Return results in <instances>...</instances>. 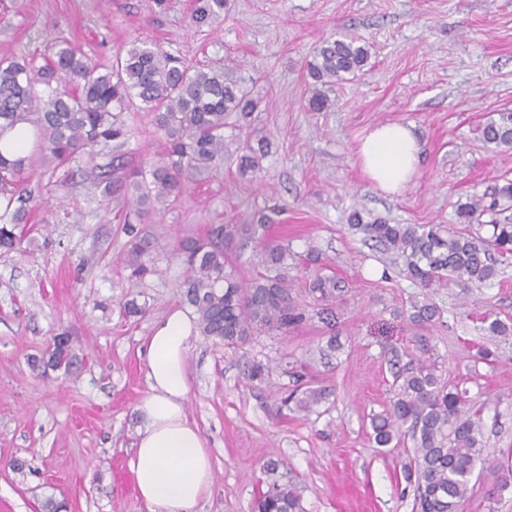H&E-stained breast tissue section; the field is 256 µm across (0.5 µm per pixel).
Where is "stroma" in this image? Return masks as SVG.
<instances>
[{"instance_id": "35a3bbf8", "label": "stroma", "mask_w": 512, "mask_h": 512, "mask_svg": "<svg viewBox=\"0 0 512 512\" xmlns=\"http://www.w3.org/2000/svg\"><path fill=\"white\" fill-rule=\"evenodd\" d=\"M192 0H0V50L47 52L56 38L109 66L142 39L193 68L232 66L259 105L248 130L271 152L257 175L235 161L186 184L152 219L160 246L153 274L132 281L123 259L125 223H137L122 194L86 180L81 164L34 174L37 205L20 251L0 258V512H148L116 473L134 455L135 406L147 391L140 351L155 322L183 307L185 267L172 254L211 224H248L267 214L269 235L289 245L292 295L309 318L285 335L230 348L199 337L186 363L187 415L208 442L213 483L197 512H252L258 490L296 488L302 512H411L403 470L411 447L380 448L371 419L389 404L395 356L429 355L445 380L485 403L488 458L512 456V345L496 362H475L486 338L472 319L512 317V264L487 287L449 284L433 296V321L397 315L423 291L400 261L363 241L347 217L392 224H452L467 198L512 179V149L489 150L479 129L512 112V0H229L220 26L196 31ZM365 44L356 77L326 87L332 106L313 112L307 63L325 37ZM124 146H99L131 167L149 165L161 134L145 113L125 114ZM411 125L422 147L419 172L398 196L381 193L355 159L375 125ZM333 275L349 285L335 328L313 316L309 283ZM136 299L140 314L124 310ZM64 333L79 360L72 375L36 370L52 336ZM336 349H329V339ZM263 378L250 377L253 364ZM329 393L313 412L287 408L294 389ZM22 462L23 470L13 469Z\"/></svg>"}]
</instances>
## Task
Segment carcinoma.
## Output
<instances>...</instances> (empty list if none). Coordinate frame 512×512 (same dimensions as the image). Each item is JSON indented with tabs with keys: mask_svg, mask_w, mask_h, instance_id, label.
<instances>
[{
	"mask_svg": "<svg viewBox=\"0 0 512 512\" xmlns=\"http://www.w3.org/2000/svg\"><path fill=\"white\" fill-rule=\"evenodd\" d=\"M228 0H195L191 26L210 27L224 20ZM369 49L350 38L325 39L308 63V74L326 86L362 71ZM42 87L36 91V87ZM150 115L163 133L161 150L149 166L124 169L94 163L96 148L110 142L124 146L127 128L123 119L134 101ZM258 102L227 66L223 69H190L177 57L155 45L134 40L116 53L102 70L79 56L60 38L48 54L18 58L0 55V133L19 123L36 131L34 150L10 159L0 154V257L17 250L24 238L20 226L27 221L31 199L25 180L40 172H55L86 158L87 176L131 195L142 218L169 205L184 184L224 163V130L239 131L247 124ZM485 144L512 148V112H501L481 127ZM237 167L244 173L263 169L269 148L264 142L246 143L236 149ZM512 208V180L495 181L484 192L457 207L460 224L481 219L491 227L489 239L474 236L453 224H389L363 220L350 214L349 226L363 238L404 259L409 279L422 288L446 287L448 282L484 288L499 274V265L512 259V222L504 213ZM270 218L256 224H212L203 237H185L173 252L183 259L186 276L183 297L197 316L200 333L227 347L245 344L261 333L288 335L306 319L291 296L288 275L289 246L269 239ZM130 237L125 257L129 279L153 273L144 257L159 247L158 240L135 224L124 225ZM253 243L258 271L242 280L237 250ZM312 291L324 307L317 316L328 327L336 325L345 286L330 276H316ZM411 322L421 325L438 314L429 300L411 303ZM482 329L500 342L512 339V322L488 311L479 317ZM77 356L71 341L60 339L45 355L33 361L72 373ZM390 405L373 417L377 447L409 439L413 463L406 479L414 488L413 512H460L473 488L477 466L485 464L482 406L465 390L442 380L436 362L412 360L393 372ZM328 396L312 388L287 401L309 412ZM490 495L512 487V463L490 466ZM254 512H301L296 492L272 486L259 490Z\"/></svg>",
	"mask_w": 512,
	"mask_h": 512,
	"instance_id": "1",
	"label": "carcinoma"
}]
</instances>
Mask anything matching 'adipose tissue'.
I'll return each mask as SVG.
<instances>
[{
    "instance_id": "obj_1",
    "label": "adipose tissue",
    "mask_w": 512,
    "mask_h": 512,
    "mask_svg": "<svg viewBox=\"0 0 512 512\" xmlns=\"http://www.w3.org/2000/svg\"><path fill=\"white\" fill-rule=\"evenodd\" d=\"M356 154L368 180L394 195L415 177L421 145L409 125L388 122L369 130ZM197 337L194 314L175 309L155 323L145 348L148 390L136 405L141 424L129 466L149 512H196L211 486L207 441L186 414V359Z\"/></svg>"
}]
</instances>
